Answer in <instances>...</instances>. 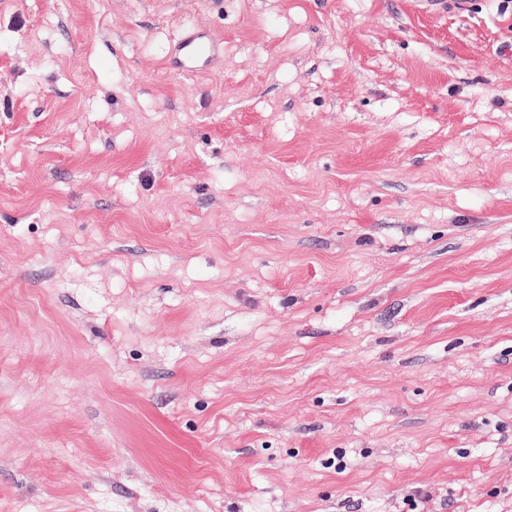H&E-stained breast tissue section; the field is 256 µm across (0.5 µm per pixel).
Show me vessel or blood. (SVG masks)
<instances>
[{
	"instance_id": "b4317fda",
	"label": "vessel or blood",
	"mask_w": 512,
	"mask_h": 512,
	"mask_svg": "<svg viewBox=\"0 0 512 512\" xmlns=\"http://www.w3.org/2000/svg\"><path fill=\"white\" fill-rule=\"evenodd\" d=\"M223 55V43L205 30L190 28L182 32L162 66L189 75H205L215 70Z\"/></svg>"
}]
</instances>
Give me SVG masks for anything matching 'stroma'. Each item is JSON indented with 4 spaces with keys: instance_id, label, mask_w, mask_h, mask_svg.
I'll return each instance as SVG.
<instances>
[{
    "instance_id": "stroma-1",
    "label": "stroma",
    "mask_w": 512,
    "mask_h": 512,
    "mask_svg": "<svg viewBox=\"0 0 512 512\" xmlns=\"http://www.w3.org/2000/svg\"><path fill=\"white\" fill-rule=\"evenodd\" d=\"M0 512H512V17L0 0ZM219 58L224 62V44L205 30L190 28L182 32L162 66L189 75H205L216 69Z\"/></svg>"
}]
</instances>
